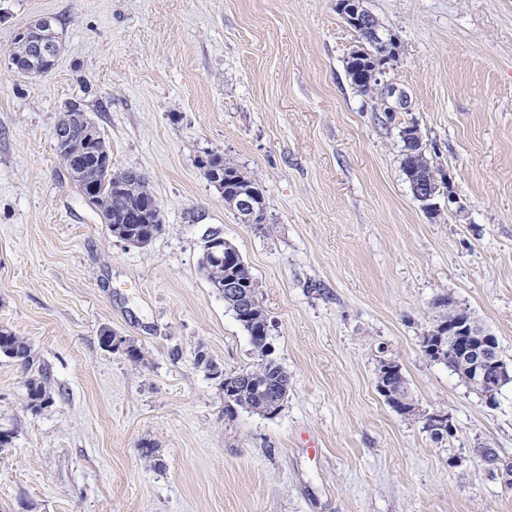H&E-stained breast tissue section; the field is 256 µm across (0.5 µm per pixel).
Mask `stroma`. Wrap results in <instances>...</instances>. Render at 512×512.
<instances>
[{
	"instance_id": "35a3bbf8",
	"label": "stroma",
	"mask_w": 512,
	"mask_h": 512,
	"mask_svg": "<svg viewBox=\"0 0 512 512\" xmlns=\"http://www.w3.org/2000/svg\"><path fill=\"white\" fill-rule=\"evenodd\" d=\"M338 3L0 0V328L54 397L29 410L28 370L0 356V512H512L471 454L512 457V383L488 407L422 349L450 295L512 364V0H363L396 42L382 81L408 109L392 117L350 82L359 38ZM45 16L64 50L22 76L10 50ZM75 101L113 167L150 180L165 228L145 248L54 149ZM408 122L461 212L414 198ZM210 152L261 186L264 223L225 206ZM212 233L249 265L290 376L275 416L224 409L222 375L257 356L200 270ZM105 327L143 361L103 349ZM383 358L418 415L379 394ZM435 410L455 428L441 440ZM21 362L27 370L33 364L31 347L24 338L16 336L8 329H0V355Z\"/></svg>"
}]
</instances>
